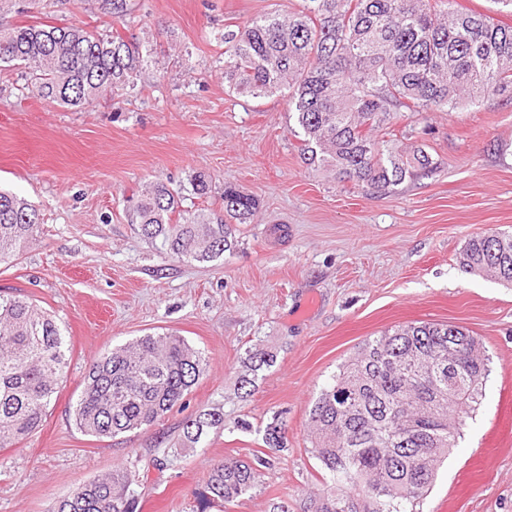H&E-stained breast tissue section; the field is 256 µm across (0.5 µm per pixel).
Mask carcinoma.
<instances>
[{
    "instance_id": "obj_1",
    "label": "carcinoma",
    "mask_w": 512,
    "mask_h": 512,
    "mask_svg": "<svg viewBox=\"0 0 512 512\" xmlns=\"http://www.w3.org/2000/svg\"><path fill=\"white\" fill-rule=\"evenodd\" d=\"M32 0H0V69H30L43 100L83 108L134 90L154 62V45L121 33L130 0H97L112 26L87 29L13 23ZM224 84L242 97L288 91V112L304 163L378 194L397 192L437 168L427 145H403L377 133L401 109L446 112L490 94L512 93V26L460 13L452 0H302L288 15L267 13L224 30ZM254 197L224 187V219L181 209L179 193L155 182L133 209L149 239L173 256L211 261L232 249L236 224L256 214ZM37 209L0 190V264L33 239ZM459 270L512 284V232L468 239ZM69 346L54 315L23 296L0 297V447L40 428ZM253 377L274 364L249 354ZM488 358L477 337L448 322L414 321L367 341L339 365L308 411L311 453L334 485L313 512H416L437 466L456 447L465 418L482 397ZM201 352L182 337L142 336L98 357L74 408L77 428L101 439L157 422L203 376ZM224 412H197L174 448H195ZM275 416L263 441L285 450ZM270 457L213 464L198 495L200 512L251 493ZM47 512H136L126 471L116 468L76 484Z\"/></svg>"
}]
</instances>
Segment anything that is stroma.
Instances as JSON below:
<instances>
[{
	"label": "stroma",
	"mask_w": 512,
	"mask_h": 512,
	"mask_svg": "<svg viewBox=\"0 0 512 512\" xmlns=\"http://www.w3.org/2000/svg\"><path fill=\"white\" fill-rule=\"evenodd\" d=\"M301 0H131L127 29L152 40L157 64L134 92L74 109L37 97L25 69L0 71V187L39 212L32 242L0 267V294L51 311L69 361L41 427L0 447V512H47L73 485L129 468L136 512H197L211 466L278 453L249 495L209 512H308L330 484L311 453L308 411L338 365L366 340L410 321H448L479 338L490 373L478 409L417 512H512V288L461 273L465 241L512 231V97L448 112L407 113L394 128L425 140L427 179L380 195L311 172L291 132L287 99L229 95L224 29ZM36 20L106 28L95 0H33ZM205 173L207 195L189 179ZM179 191L183 209L223 214L225 186L259 203L236 244L188 263L146 239L131 211L147 185ZM175 333L206 370L152 426L85 435L73 407L91 363L147 334ZM275 354L252 392L248 353ZM219 406L223 428L195 448L173 442L183 422ZM283 433V421L276 415L272 418V421L266 425L263 438L267 448L274 454L286 450V446H284Z\"/></svg>",
	"instance_id": "stroma-1"
}]
</instances>
